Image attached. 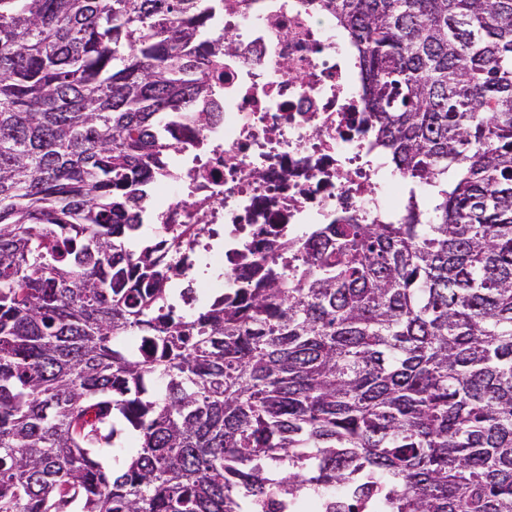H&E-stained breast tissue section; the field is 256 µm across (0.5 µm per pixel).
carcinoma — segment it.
<instances>
[{
  "instance_id": "1",
  "label": "carcinoma",
  "mask_w": 512,
  "mask_h": 512,
  "mask_svg": "<svg viewBox=\"0 0 512 512\" xmlns=\"http://www.w3.org/2000/svg\"><path fill=\"white\" fill-rule=\"evenodd\" d=\"M324 2L427 201L187 319L127 242L224 0H0V512H512V0Z\"/></svg>"
}]
</instances>
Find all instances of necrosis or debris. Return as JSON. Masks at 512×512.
I'll use <instances>...</instances> for the list:
<instances>
[{
    "mask_svg": "<svg viewBox=\"0 0 512 512\" xmlns=\"http://www.w3.org/2000/svg\"><path fill=\"white\" fill-rule=\"evenodd\" d=\"M215 33L235 44L205 127L182 118V148L145 207L148 236L197 234L171 279L182 313L241 287L257 258L282 265L265 240L303 238L310 225L394 224L409 188L376 146L358 52L317 0H224Z\"/></svg>",
    "mask_w": 512,
    "mask_h": 512,
    "instance_id": "1",
    "label": "necrosis or debris"
}]
</instances>
